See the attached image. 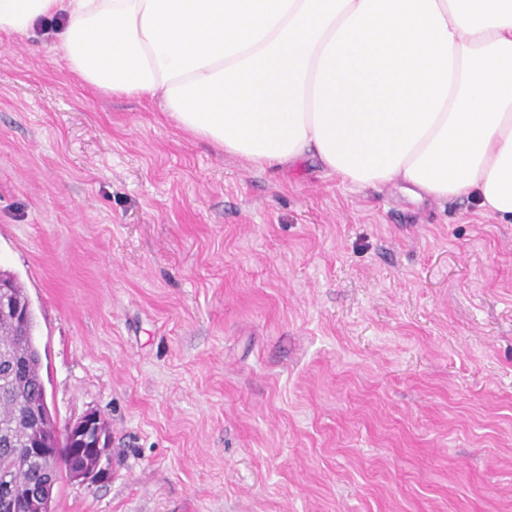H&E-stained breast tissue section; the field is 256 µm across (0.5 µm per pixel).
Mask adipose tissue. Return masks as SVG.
Listing matches in <instances>:
<instances>
[{
	"instance_id": "1",
	"label": "adipose tissue",
	"mask_w": 512,
	"mask_h": 512,
	"mask_svg": "<svg viewBox=\"0 0 512 512\" xmlns=\"http://www.w3.org/2000/svg\"><path fill=\"white\" fill-rule=\"evenodd\" d=\"M453 35L452 83L432 126L393 173L416 196L476 198L512 220V0H436ZM299 0H0V34L30 37L48 29L69 71L115 96L159 98L192 135L208 131L180 118L168 89L215 74L269 46L294 18ZM337 14L318 39L304 83V138L282 156L249 155L259 169H287L312 157L344 182L316 139L314 87L326 45L345 22Z\"/></svg>"
}]
</instances>
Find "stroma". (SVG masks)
I'll return each instance as SVG.
<instances>
[{"mask_svg":"<svg viewBox=\"0 0 512 512\" xmlns=\"http://www.w3.org/2000/svg\"><path fill=\"white\" fill-rule=\"evenodd\" d=\"M0 267L58 427L55 512H512V222L264 170L0 35ZM100 416L95 411H90L73 423H70L64 430V436L71 439L75 434L91 435L95 448H101L103 434L100 431Z\"/></svg>","mask_w":512,"mask_h":512,"instance_id":"35a3bbf8","label":"stroma"}]
</instances>
